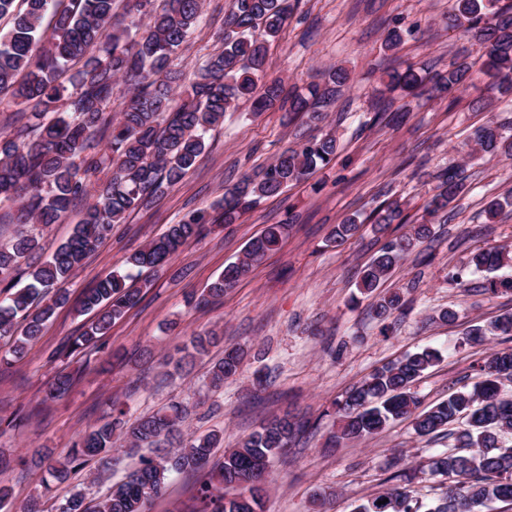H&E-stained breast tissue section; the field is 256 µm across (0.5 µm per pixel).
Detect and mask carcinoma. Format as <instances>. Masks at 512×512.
<instances>
[{"label": "carcinoma", "mask_w": 512, "mask_h": 512, "mask_svg": "<svg viewBox=\"0 0 512 512\" xmlns=\"http://www.w3.org/2000/svg\"><path fill=\"white\" fill-rule=\"evenodd\" d=\"M16 0H0V19H11L0 33V95L6 93L24 107L13 134L0 132V206L16 207L13 220L23 226L13 243L0 246V340L11 342L12 358H19L41 336L55 310L69 300L65 284L84 260L122 224L133 211L162 197L192 170L204 154L207 134L224 121V113L246 98L253 114L274 107L295 113L309 112L336 101L349 81L344 68L330 69L324 83H311L303 91H286L282 80L269 79L266 59L293 12V0H231L224 17L223 49L209 57L176 99L181 75L173 59L201 18L202 0H123V18H118V0H24L25 9H15ZM54 19L51 41L43 42L42 24ZM453 25L463 28L479 45L480 70L496 74L502 86L512 89V4L501 0H455ZM81 63L72 77L73 90L59 80L68 64ZM478 70V71H480ZM478 71L468 56H455L448 73L420 72L408 65L403 72L388 74L387 87L414 95L428 83L440 93H464L475 86ZM131 90L120 116L106 112L116 81ZM493 122L478 127L472 153L512 156V134ZM105 149H100L102 138ZM336 157V137L327 132L313 136L295 148L279 153L260 174L243 176L224 190L223 197L207 209H196L170 225L162 235L129 255L125 264L142 272L158 271L188 242L202 236L211 224H234L261 199L277 196L288 186L305 179ZM465 191L464 170L450 168L441 175L426 214L435 218L448 213V206ZM85 202L82 217L68 240L44 261L36 259L39 238L24 229L28 224L62 221L78 202ZM378 230L390 224L407 223L402 204L388 202L374 210ZM360 228L347 218L337 225L333 240L343 242ZM287 225L271 224L252 239L242 255L224 266V271L202 293H191L188 302L203 308L224 297L257 266L278 249ZM431 223L412 225L410 231L389 239L361 274L357 287L372 293L425 239ZM470 264L486 272L484 288L496 293L512 290V279L498 280L492 273L512 265L506 247L475 252ZM134 276L114 271L82 292L76 312L96 313L84 333L63 345L72 354L96 344L108 334L112 323L141 300ZM402 306L397 293L381 296L374 304L376 316L384 319ZM512 335V313L487 326L476 325L465 333L462 344H484L497 336ZM223 339L211 329L191 337L177 349L181 369ZM242 360L237 347L224 350V357L211 370L210 386L218 389L234 377ZM439 360L436 350L425 348L407 353L381 367L334 403L337 428L329 440H366L396 420H411L420 437L435 436L461 420L456 432L459 447L467 455L446 451L431 461L435 475L455 476L457 481L426 512H483L490 502L512 503V448L498 444V435L512 432V400L500 398L502 379L512 380V348L490 353L480 366L482 380L468 391L456 392L428 410H418L412 384ZM77 379L61 371L45 391L54 399L67 393ZM33 411H14L0 417V432L25 423ZM186 407L173 402L159 410L126 420V411L110 405L107 420L90 426L63 457L44 455L49 475L57 482L70 479L87 461L98 460L100 470L89 481L96 485L112 469L116 443L130 453L143 449L135 468L112 484L100 498L88 495L87 487H75L55 507V512H149L152 500L165 493L174 474L206 472L196 490L193 512H263L268 494L266 480L270 460L288 448L304 425L289 415L275 416L247 435L235 448L224 451L215 462V450L223 447L217 431L205 434L183 430ZM422 505L398 486L368 499L356 512H421Z\"/></svg>", "instance_id": "cac0c4a2"}]
</instances>
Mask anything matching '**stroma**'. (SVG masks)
<instances>
[{
    "mask_svg": "<svg viewBox=\"0 0 512 512\" xmlns=\"http://www.w3.org/2000/svg\"><path fill=\"white\" fill-rule=\"evenodd\" d=\"M454 0H295L292 17L268 52V77L304 87L341 66L350 80L322 122L310 114L288 115L273 108L252 116V104L239 101L209 134L208 148L186 177L160 201L129 215L111 239L84 262L68 285L78 299L105 274L122 269L127 254L163 233L190 210L210 206L244 174L260 171L282 150L309 136L333 132L336 159L307 180L262 199L237 223L214 227L183 246L163 270L149 273L140 303L116 321L100 349L79 355L81 372L68 393L42 402L46 385L62 368L61 344L80 335L92 314L59 307L26 355L0 374V407L41 405L25 426L0 436V451L14 458L0 472V486L12 493L21 512L41 491L39 453L65 455L77 436L118 402L128 420L172 402L189 408L186 425L224 435L234 447L261 423L284 411L305 417L308 427L272 463L264 512H314L315 490L332 488L327 512H353L355 506L390 487L392 457L418 468L410 484L423 507L432 506L448 482L425 472L429 458L453 449L448 436L418 437L401 420L365 441L327 445L336 417L332 403L376 369L423 347L440 359L413 385L420 408L472 386L491 350L512 348V339L466 345L471 325H484L512 312V293L490 296L483 273L468 274L463 285L449 284L448 272L466 266L480 247L512 246V207L488 220V197L512 196V158L468 160L472 130L490 121H512V91L481 76L477 88L453 96L423 88L416 97L388 91L392 70L434 65L444 73L458 50L478 52L462 30L448 26ZM230 0H204L203 22L173 62L190 83L198 67L221 50L220 35ZM406 36L398 50L384 47L389 29ZM384 102L404 108L403 119L378 121ZM465 169L466 191L448 221H435L432 240L419 245L385 281L404 297V307L386 320L371 313L372 300L359 294L360 269L386 242L407 232L404 224L375 233L369 218L380 204L400 199L418 220L436 192L437 176L451 166ZM360 214L364 224L352 239L330 246L328 238L344 218ZM272 224L287 225L279 250L269 253L223 299L209 307H187V293L203 291L235 261L244 246ZM457 318H440L446 309ZM219 329L224 343L207 357L168 377L163 362L194 333ZM244 350L242 368L221 390L209 386V373L225 347ZM264 384H257L256 375Z\"/></svg>",
    "mask_w": 512,
    "mask_h": 512,
    "instance_id": "stroma-1",
    "label": "stroma"
}]
</instances>
